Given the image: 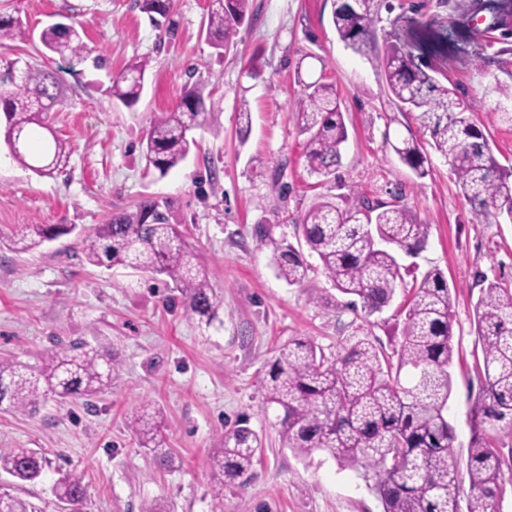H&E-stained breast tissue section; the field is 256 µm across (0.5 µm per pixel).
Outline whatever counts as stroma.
Returning a JSON list of instances; mask_svg holds the SVG:
<instances>
[{
	"instance_id": "1",
	"label": "stroma",
	"mask_w": 512,
	"mask_h": 512,
	"mask_svg": "<svg viewBox=\"0 0 512 512\" xmlns=\"http://www.w3.org/2000/svg\"><path fill=\"white\" fill-rule=\"evenodd\" d=\"M381 0L375 48L362 56L332 24L336 0H251V19L224 53L206 40L209 0H172L169 33L149 24L137 0H0L31 35L0 42V66L22 57L57 73L62 106L50 114L71 147L64 173L41 177L0 147V358L37 365L55 345L83 340L118 363L110 388L91 398L49 401L36 415L0 410V450L34 449L48 460L42 478L18 483L0 473V489L37 512H141L153 501L170 512H212L207 461L224 428L247 419L263 435L254 476L224 491V512H382L363 472L328 453L281 447L275 410L265 409L262 380L274 349L309 338L325 354L359 339L394 358L415 280L441 269L451 286L454 358L448 420L454 451L466 463L469 410L481 384L474 308L481 276L512 287V223L496 214L473 220L471 204L447 159L432 146L417 113L387 95L379 62L387 43L404 47L423 70L469 104L501 163L512 162V126L499 114L512 88V0ZM54 23L75 26L84 59L68 63L38 35ZM150 60L140 100H113L112 79L138 57ZM325 78L340 97L348 140L331 175H309L296 104L303 82ZM199 86L220 101L219 128L194 131L195 146L166 175L148 169L145 135L154 113L172 109ZM251 127L239 133V106ZM416 136L425 177L404 165L391 144ZM343 207L401 198L429 227L425 247L395 248L404 281L382 312L370 314L329 281L296 232L320 198ZM148 200L170 205L224 302L211 325L187 316L165 277L88 264L80 230ZM28 224H74L30 252L9 243ZM267 241H260V229ZM305 253L307 280L290 286L272 264L275 245ZM151 404L164 415L163 448L140 447L127 426ZM82 481V503L54 494L59 478Z\"/></svg>"
}]
</instances>
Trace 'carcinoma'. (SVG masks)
<instances>
[{
	"label": "carcinoma",
	"instance_id": "carcinoma-1",
	"mask_svg": "<svg viewBox=\"0 0 512 512\" xmlns=\"http://www.w3.org/2000/svg\"><path fill=\"white\" fill-rule=\"evenodd\" d=\"M151 26L169 21L170 0H137ZM354 0L333 12L339 38L358 54L374 44L379 22L375 4ZM250 17V0H210L206 37L216 49L234 46V37ZM28 31L11 15H0V40L24 39ZM47 50L71 60L83 58L85 46L74 28L51 25L40 34ZM150 65L147 58L130 62L112 80V97L135 104ZM383 81L400 110L417 112L429 128L435 149L446 159L456 182L472 206L475 219L490 210L512 216V165L493 154L485 133L472 121L463 99L439 84L396 44L381 61ZM54 73L26 60H15L0 71V113L5 119L4 142L22 166L43 176L65 170L70 149L54 135L49 112L61 104ZM219 102L205 99L198 88L187 90L170 110L154 114L146 134L147 165L166 175L188 156L203 124L218 126ZM298 127L306 135L304 157L309 173L327 176L339 164L347 127L336 87L316 80L304 85L297 109ZM39 127L52 135L46 157L34 165L30 151ZM402 163L420 178L427 156L411 136L392 145ZM75 230L65 224H32L15 232L11 242L30 251ZM325 276L342 294L358 297L370 314L387 307L402 281L400 265L380 243L418 249L425 245L429 225L399 201L342 208L316 202L297 225ZM92 265L123 266L152 277H168L180 292L191 317L209 325L224 298L212 286L187 241L186 228L170 221L168 205L145 201L131 211L111 214L82 239ZM273 261L279 278L301 285L309 267L290 245L277 246ZM482 294L474 310L483 359L482 394L470 408L468 451L470 496L461 510L455 432L448 422L453 362L451 290L444 273L427 271L411 288L406 327L397 350V367L383 365L385 355L364 340L334 356L309 339H290L275 349L264 383L265 400L281 415L279 438L284 448L300 455L314 450L330 454L344 468L371 475L383 512H495L503 488L502 447L486 428L512 420V288L497 278L482 277ZM117 371L112 353L74 341L52 350L36 366L0 360V410L34 415L51 398L93 397L112 384ZM128 427L140 447L155 449L163 442L158 412L149 406L135 413ZM259 435L240 421L224 430L219 449L209 461L211 491L217 512H223L224 488L242 486L253 477ZM47 459L30 449L0 451V471L19 481H34ZM57 499L77 503L85 497L78 479L62 477ZM0 512H31V506L4 491Z\"/></svg>",
	"mask_w": 512,
	"mask_h": 512
}]
</instances>
